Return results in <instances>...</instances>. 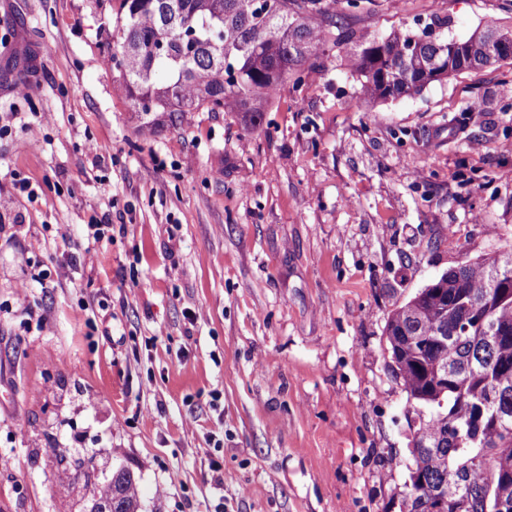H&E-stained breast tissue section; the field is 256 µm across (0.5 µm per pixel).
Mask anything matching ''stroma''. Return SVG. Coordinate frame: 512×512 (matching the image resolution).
<instances>
[{
  "label": "stroma",
  "instance_id": "stroma-1",
  "mask_svg": "<svg viewBox=\"0 0 512 512\" xmlns=\"http://www.w3.org/2000/svg\"><path fill=\"white\" fill-rule=\"evenodd\" d=\"M436 18L465 39L512 9L366 0L351 27ZM111 34L109 0H0V512H72L51 444L133 471L142 512H400L417 406L383 331L512 238V64L369 111L340 43L259 129L149 132Z\"/></svg>",
  "mask_w": 512,
  "mask_h": 512
}]
</instances>
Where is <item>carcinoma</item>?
I'll return each instance as SVG.
<instances>
[{"label": "carcinoma", "instance_id": "1", "mask_svg": "<svg viewBox=\"0 0 512 512\" xmlns=\"http://www.w3.org/2000/svg\"><path fill=\"white\" fill-rule=\"evenodd\" d=\"M362 0H115L107 43L112 82L140 127L186 122L196 112H231L262 125L284 83L297 89L325 65L331 29ZM346 64L369 108L409 98L461 71L504 61L497 44L512 27L488 25L454 51L438 31L393 30L379 36L347 31ZM495 329L505 339H487ZM396 376L410 399L427 408L414 432L409 512H430L432 491L474 490L487 505L512 507V242L465 261L427 285L385 326ZM446 336L447 343L430 341ZM448 370V390L434 383ZM487 402L483 416L474 413ZM55 472L78 489L88 473L56 453ZM108 512H139L140 490L128 470L90 490Z\"/></svg>", "mask_w": 512, "mask_h": 512}]
</instances>
